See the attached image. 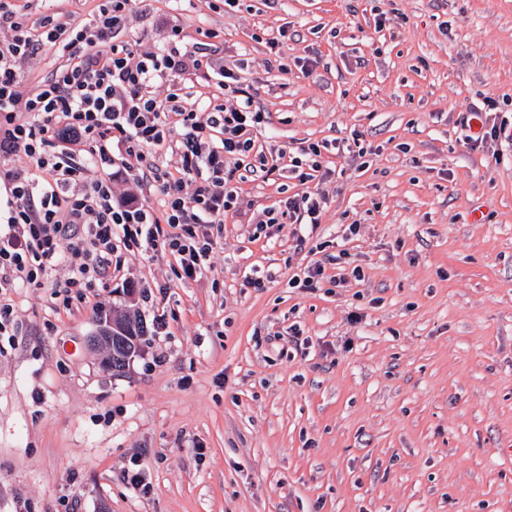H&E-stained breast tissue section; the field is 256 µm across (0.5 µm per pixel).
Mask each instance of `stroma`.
I'll list each match as a JSON object with an SVG mask.
<instances>
[{"instance_id": "obj_1", "label": "stroma", "mask_w": 512, "mask_h": 512, "mask_svg": "<svg viewBox=\"0 0 512 512\" xmlns=\"http://www.w3.org/2000/svg\"><path fill=\"white\" fill-rule=\"evenodd\" d=\"M16 4L86 21L100 0ZM175 25L214 35L218 68L189 77L190 99L238 69L268 159L371 153L323 152L304 246L291 224L254 235L304 190L281 167L239 180L252 206L201 277L124 250L88 302L63 306L62 266L12 290L0 512H512V144L469 148L460 124L490 99L512 120V0H138L120 37L152 50ZM337 254L317 288L291 287ZM255 270L264 287H243ZM126 312L147 335L115 373L92 337Z\"/></svg>"}]
</instances>
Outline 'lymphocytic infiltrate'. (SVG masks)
I'll use <instances>...</instances> for the list:
<instances>
[{
  "label": "lymphocytic infiltrate",
  "mask_w": 512,
  "mask_h": 512,
  "mask_svg": "<svg viewBox=\"0 0 512 512\" xmlns=\"http://www.w3.org/2000/svg\"><path fill=\"white\" fill-rule=\"evenodd\" d=\"M135 0H102L92 21H62L56 12L33 17L0 0V288H40L66 266L63 303L84 299L112 277V255L136 248L174 257L184 279L203 274L223 238L226 215L244 201L235 184L240 168L267 173L256 152L265 124L238 75L222 69L225 95L185 104L186 74L212 69L203 42H187L181 28L155 51L136 55L117 36ZM60 47L66 65L36 87L21 65L46 46ZM166 89L153 96V87ZM175 151L180 176L167 178L153 161ZM312 143L292 158L310 190L287 195L258 217L256 235L271 237L284 224L317 227L326 204L320 186L328 172ZM126 175L162 197L161 209L116 199L112 180Z\"/></svg>",
  "instance_id": "1"
}]
</instances>
